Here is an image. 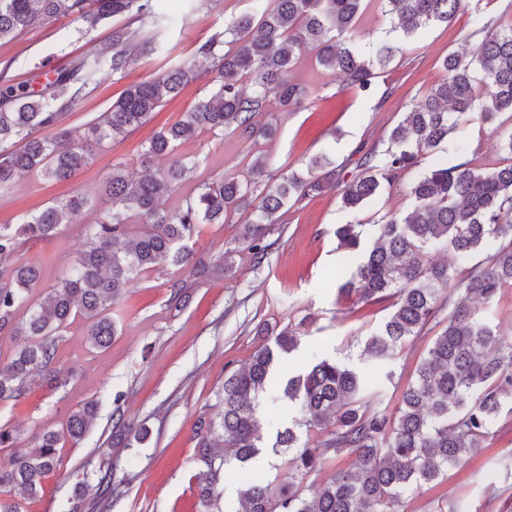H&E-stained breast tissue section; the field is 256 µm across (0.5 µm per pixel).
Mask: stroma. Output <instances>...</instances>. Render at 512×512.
Masks as SVG:
<instances>
[{"instance_id": "1", "label": "stroma", "mask_w": 512, "mask_h": 512, "mask_svg": "<svg viewBox=\"0 0 512 512\" xmlns=\"http://www.w3.org/2000/svg\"><path fill=\"white\" fill-rule=\"evenodd\" d=\"M251 0H165L167 14L180 18L165 27L158 53L137 57L123 79L104 80L72 109L67 122L77 126L99 117L132 83L151 80L172 67L195 66L198 78L175 99L166 101L150 121L123 142L96 149L90 165L65 183L39 177L21 180L0 195V224H17L27 215L64 195L78 192L97 203L103 179L113 164L125 162L130 175L140 173L139 156L151 136L181 118L206 98L218 77L209 63L197 58L198 43L221 32L249 10ZM512 22V0H464L454 21L436 24L404 39L403 50L364 92L344 77L327 75L304 56L289 74L308 91L301 110L278 116L273 140L247 144L231 135L203 134L182 142L176 153L196 158L198 165L177 192L163 202L179 208L204 181L216 175L238 178L257 156H266L267 174L307 176V162L331 147L336 166L345 175L358 170L359 148L382 147L405 112L446 78L443 60L464 51L466 37L481 16ZM129 16L107 20L85 39L70 18L59 17L21 31L0 42V65L11 62L7 77L13 84L40 88L54 69L82 54L90 41L109 42L115 27L132 24ZM391 26L381 0H365L356 42L372 54ZM457 134L481 158L493 164L501 158L500 139L492 126L471 120ZM410 179L384 188L358 210L343 209L340 186L289 203L280 223L270 225L264 239L267 256L255 263L241 224H204L193 248L210 267L207 275L187 277L190 302L172 303V268L140 274L112 307L118 334L109 349H93L86 323L76 318L65 330L57 367L70 372L66 386L38 385L17 399L0 402V426L16 429V453L32 448L36 435L61 430L68 413L86 401L97 405L96 417L79 443L64 441L61 463L45 477L43 492L26 503L25 512H88L99 471L107 469L117 490L111 512H207L199 498L196 476L202 465L195 456V424L199 416L218 417L224 373L247 364L264 339L260 324H300L301 344L281 364L279 376L302 372L317 357L350 359L384 405L396 408L403 390L414 381L427 355L430 334L411 339L382 366L361 354L364 342L387 318L391 301L364 303L357 296L339 297L338 286L355 263L339 248L335 230L341 224H374L385 213L407 212L412 200ZM84 225L65 224L52 242L28 241L16 261H37L42 286L63 278L84 246ZM231 253L233 269L218 267ZM145 425L143 443L125 446L116 439L117 419ZM285 457L261 453L249 465L226 472L221 483V512H241L238 494L250 479L286 474ZM405 512H512V415L501 416L485 448L452 467L447 478L425 484L405 497Z\"/></svg>"}]
</instances>
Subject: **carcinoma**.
<instances>
[{
	"mask_svg": "<svg viewBox=\"0 0 512 512\" xmlns=\"http://www.w3.org/2000/svg\"><path fill=\"white\" fill-rule=\"evenodd\" d=\"M463 0H382L394 22L393 31L409 37L438 23H449ZM364 0H252V10L225 25L199 44L196 55L212 63L219 75L209 96L171 127L159 131L141 155L145 174L129 177L126 165L112 166L102 186V207L88 229L84 249L69 275L32 296L41 278L35 263L0 262V333L24 337L11 360L0 364V401L21 397L35 381L60 387L55 367L62 330L70 319L87 323V339L105 349L117 334L112 304L124 287L141 273L159 266L198 271L205 267L189 246L201 224H235L251 211L242 238L254 262L265 258L267 226L276 224L292 198L302 199L323 189L320 180L281 175L260 184L267 159H254L248 177L227 181L218 175L198 187L174 211L161 201L179 188L188 163L176 159L164 166L176 147L197 132H226L243 143L275 135L270 103L294 112L306 100V88L288 79L303 52H315L326 72H341L368 90L376 72L385 69L400 43L387 39L371 56L355 45L354 33ZM130 15L140 22L132 30L117 27L112 43L93 45L82 56L54 70L40 89L3 82L0 85V191L31 175L49 181H70L89 164L104 141L125 140L193 79L191 66L128 86L103 116L79 127L65 119L79 100L101 80L125 76L133 58L158 51L149 29L172 19L160 12L159 0H0V41L20 30L60 16L79 24L88 35L101 22ZM474 34L481 36L470 52L453 53L443 61L448 77L425 93L395 126L385 148L367 151L358 175L342 181L341 204L356 209L384 185L412 179V208L385 215L375 225L372 247L363 246L360 224L336 229L341 249L360 256L351 277L342 283L343 296L358 295L364 303L396 299L395 310L366 339L363 354L387 363L406 342L421 335L432 321L441 326L427 357L407 386L400 405L389 411L374 405L379 393L364 387L352 365L324 357L302 374L288 379L284 396L300 407L291 426L280 432L271 454L289 455L288 476L253 483L241 492L242 512H404L405 495L425 483L447 476L461 457L485 447L501 414H512V338L481 319L475 302H490L503 288H512V133L504 144L507 163L490 171L468 158L439 163L425 171L421 158L451 142L459 125L476 114L493 124L512 112V24L480 18ZM251 81V91L240 87ZM88 200L81 194L55 200L20 224L0 225V258L19 252L33 238H53L63 224H81ZM141 230L129 236L128 226ZM451 248L452 261L434 264L430 250ZM483 259L466 267L470 258ZM455 288L442 294V287ZM171 301L189 302L184 279L169 285ZM26 319H17L19 310ZM270 340L257 349L249 364L224 374L220 419L201 417L196 456L200 499L209 507L220 499L226 471L249 462L261 448L263 415L260 399L277 358L299 345L298 329L278 331L258 326ZM96 403L87 401L69 413L62 431L36 437L23 456L0 465V512H24L44 478L60 464V441L74 443L87 434ZM120 441L142 443L148 430L127 426ZM345 454L355 456L351 468H335L313 495L306 494L308 477L317 468ZM94 512H109L112 472H100Z\"/></svg>",
	"mask_w": 512,
	"mask_h": 512,
	"instance_id": "obj_1",
	"label": "carcinoma"
}]
</instances>
